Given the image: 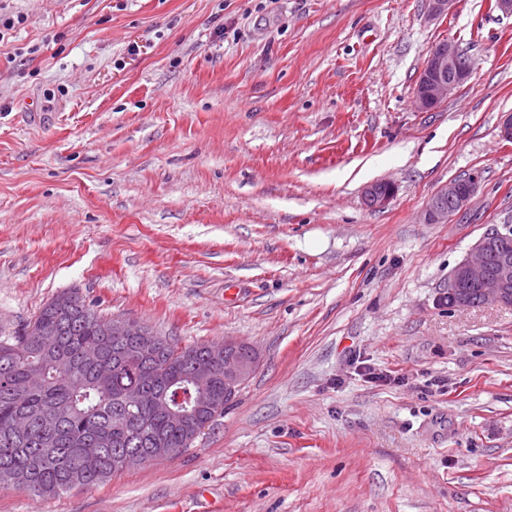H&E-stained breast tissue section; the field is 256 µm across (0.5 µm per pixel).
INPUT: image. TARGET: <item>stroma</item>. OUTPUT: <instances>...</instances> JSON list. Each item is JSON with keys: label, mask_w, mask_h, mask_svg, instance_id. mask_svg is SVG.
Masks as SVG:
<instances>
[{"label": "stroma", "mask_w": 512, "mask_h": 512, "mask_svg": "<svg viewBox=\"0 0 512 512\" xmlns=\"http://www.w3.org/2000/svg\"><path fill=\"white\" fill-rule=\"evenodd\" d=\"M0 0V331L79 290L260 363L194 446L0 512H512V307L439 296L512 227V17L458 0ZM469 80L421 111L429 53ZM467 210L427 224L448 180ZM387 179L390 205L362 190ZM481 182L479 172L450 180L429 200L424 209V222L444 224L448 218L465 211L476 194ZM395 195V184L389 180H377L368 184L363 191L364 203L373 209H383Z\"/></svg>", "instance_id": "obj_1"}]
</instances>
